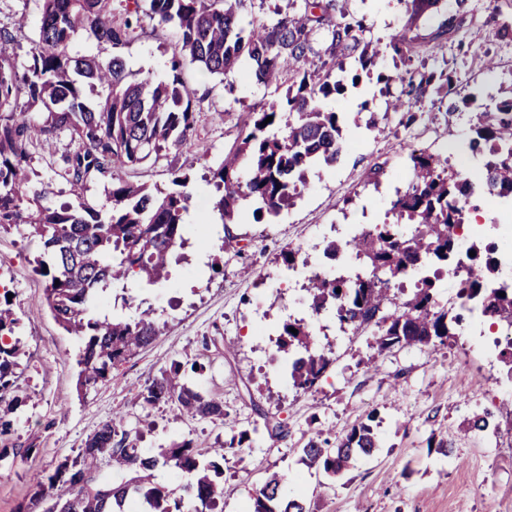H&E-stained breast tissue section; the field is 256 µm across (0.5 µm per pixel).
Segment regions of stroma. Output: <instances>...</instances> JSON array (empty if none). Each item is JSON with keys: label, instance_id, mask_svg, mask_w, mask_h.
<instances>
[{"label": "stroma", "instance_id": "obj_1", "mask_svg": "<svg viewBox=\"0 0 512 512\" xmlns=\"http://www.w3.org/2000/svg\"><path fill=\"white\" fill-rule=\"evenodd\" d=\"M360 9L385 42L406 22L402 0H363ZM39 24L37 0H0V28L14 34L18 61H25ZM177 38L173 27L145 16L118 49L85 38L76 48L86 55L118 53L129 69L160 77ZM468 39L491 49L498 62L493 71H472L467 56L447 46L427 66L455 70L467 87L511 91L512 45L497 43L488 27L473 28ZM181 77L196 114L192 141L169 158L119 173L136 184L165 187L172 169L189 172L190 219L215 221L208 170L236 144L249 108L274 90L243 70L223 77L188 64ZM399 90V84L366 78L338 97L332 107L342 112L350 141L338 164L311 170L302 195L272 223L245 217L214 236L206 251L189 238L168 281L134 289L135 306L154 310L160 333L111 381L78 388L81 342L64 333L43 304L45 280L34 270L41 244L24 228L0 227V295L12 296L26 350L13 392L0 399L13 421L10 433L0 435V512H18L34 476L72 461L87 437L117 414L138 447L151 453L182 439L202 448L223 446L224 512H246L251 494L275 471L288 474L284 493L301 498L310 512H512V412L504 390L512 371L483 355L480 337L458 335L444 346L381 353L370 333L341 331L323 316L317 338L331 345L333 362L307 393L293 387L276 352L283 322L309 310L306 289L288 284L284 251L315 256L329 241L351 239L356 225L384 223L392 200L411 180V150L448 158L463 179L482 175L481 159L463 152L469 124L461 112H448L432 96L419 105L422 119L404 127L385 111L389 95ZM447 126L453 136H443ZM374 168L381 174L373 183L368 175ZM175 360L188 365L190 385L223 401V419L191 420L168 404L143 408L139 392ZM195 363L202 372H192ZM371 411L379 446L352 471L331 478L301 463L309 439L336 442ZM484 413L493 430L459 435L464 420ZM269 415L282 422L283 437L267 431ZM441 437L451 442V456L430 448V440Z\"/></svg>", "mask_w": 512, "mask_h": 512}]
</instances>
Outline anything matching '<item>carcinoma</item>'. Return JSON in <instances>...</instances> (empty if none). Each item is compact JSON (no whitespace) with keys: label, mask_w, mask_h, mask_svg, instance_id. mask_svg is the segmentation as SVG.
I'll return each mask as SVG.
<instances>
[{"label":"carcinoma","mask_w":512,"mask_h":512,"mask_svg":"<svg viewBox=\"0 0 512 512\" xmlns=\"http://www.w3.org/2000/svg\"><path fill=\"white\" fill-rule=\"evenodd\" d=\"M39 2L40 26L26 62L17 64L15 37L0 28V226L24 225L42 243L36 271L47 280L46 306L68 335L83 340L81 388L108 380L160 333L153 311L120 315L105 305L109 290L118 284L127 289L131 275L137 286L169 280L171 258L193 230L185 221L191 175L172 170V187L164 191L114 179L105 189L106 207L91 203L85 192L92 175L116 163L135 166L151 157L166 159L191 140L196 117L191 92L181 79L186 62L219 76L248 66L258 83L286 86L283 95L249 109L235 147L211 170L210 181L221 192L215 208L226 225L237 223L248 205L257 223L277 217L306 187L305 171L339 162L346 146L342 115L324 103L374 72L387 87L400 84L386 111L399 115V124L407 128L420 119L413 105L432 95L448 99L449 112L461 104L474 111L468 148L484 157L486 181L497 195L512 196V95L490 110L484 98L493 95L462 94L456 72L414 66L446 43L469 47L467 33L479 24L494 26L500 41L512 42V0H505L508 10L496 5L485 15L474 0H403L406 23L386 44L368 36L367 15L352 8L354 0H288L286 8L276 4L247 23L241 14L247 0H130L121 25L112 21V0ZM144 11L178 30L163 77H143L118 55L102 58L73 50L84 35L112 48L123 45ZM427 14L442 20L429 41L420 42L410 32ZM390 51L403 71L379 70ZM471 58L474 71L495 67L489 49ZM33 106L46 109L42 120L27 117ZM65 133L73 150L62 158L58 176L70 185L72 202L58 206L51 184L29 190L30 161L33 150L51 149ZM411 161V182L392 203L395 221L346 242L355 251L360 275L316 279L307 288L314 314L330 309L341 330L371 331L380 352L443 345L467 311L438 306L428 278L416 284L413 295L391 302V285L410 269L446 263L454 255L451 228L466 223V199L473 194L471 184L448 175V160L440 155L413 152ZM474 252L467 277L455 283L457 293L511 332L512 288L484 287L495 267L491 256L480 257L478 248ZM18 325L10 303L0 302V400L15 386V370L25 354L15 337ZM277 349L293 386L304 392L315 387L331 363V347L319 344L301 319L283 324ZM182 370L181 362L172 361L139 394L142 404L171 403L191 418L224 419V402L181 383ZM375 419V413H368L333 448L326 439H310L301 461L328 476L341 474L378 447ZM222 458L224 447L199 450L190 440L147 454L136 447L122 421L112 419L87 438L72 463L33 480L34 492L23 510L124 512L126 501L138 495L151 512H216L224 501V485L218 481ZM104 463L127 479L98 483ZM160 465L179 470L182 495L153 483L152 472ZM287 482L288 474L272 473L252 495L249 512H308L304 501L283 498Z\"/></svg>","instance_id":"cac0c4a2"}]
</instances>
